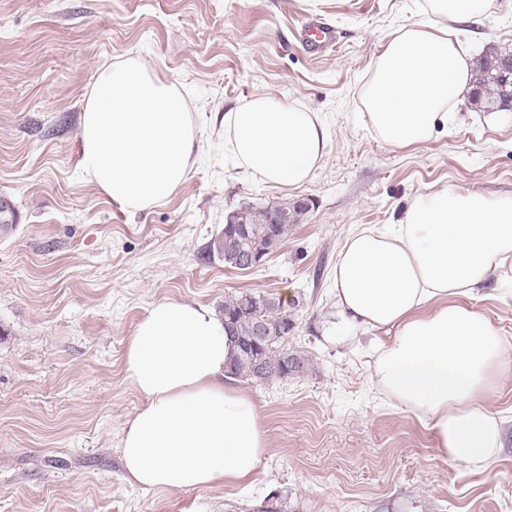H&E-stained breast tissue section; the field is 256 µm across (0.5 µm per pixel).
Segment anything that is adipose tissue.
<instances>
[{"label":"adipose tissue","mask_w":512,"mask_h":512,"mask_svg":"<svg viewBox=\"0 0 512 512\" xmlns=\"http://www.w3.org/2000/svg\"><path fill=\"white\" fill-rule=\"evenodd\" d=\"M493 0H426L373 60L363 121L405 148L447 130L471 88L474 53L460 30ZM80 169L130 212L180 188L199 155V130L182 93L140 59L95 75L79 124ZM224 145L252 177L304 185L327 147L323 118L301 103L242 99L224 116ZM512 260V197L448 185L416 194L399 223L363 227L333 269L341 325L391 333L376 346L372 381L435 434L448 462L482 471L502 448L503 421L487 396L512 374V355L490 320L458 304ZM233 344L212 309L164 299L137 323L124 353L145 404L127 421L122 461L132 482L182 490L249 479L267 453L256 402L227 382Z\"/></svg>","instance_id":"ef3b65f1"}]
</instances>
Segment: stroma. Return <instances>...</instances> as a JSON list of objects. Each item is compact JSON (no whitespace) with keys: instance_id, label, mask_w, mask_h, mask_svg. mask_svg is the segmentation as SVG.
I'll return each mask as SVG.
<instances>
[{"instance_id":"obj_1","label":"stroma","mask_w":512,"mask_h":512,"mask_svg":"<svg viewBox=\"0 0 512 512\" xmlns=\"http://www.w3.org/2000/svg\"><path fill=\"white\" fill-rule=\"evenodd\" d=\"M423 0H0V512H512V375L488 402L503 448L491 469L448 463L434 433L371 387L381 330L331 336L332 272L346 238L398 223L416 193L452 184L512 196V109L467 94L448 132L408 148L360 119L373 59ZM337 32L334 53L303 47L307 15ZM477 56L512 55V0L467 34ZM140 58L184 94L203 131L186 182L149 210L120 209L80 171V114L99 68ZM253 95L291 99L328 126L327 155L298 189L264 184L224 148L219 118ZM305 205L259 269L208 255L244 205ZM240 293L288 309L303 372L240 381L269 448L247 481L144 490L121 440L144 397L123 356L152 304L220 310ZM463 305L512 351V261Z\"/></svg>"}]
</instances>
